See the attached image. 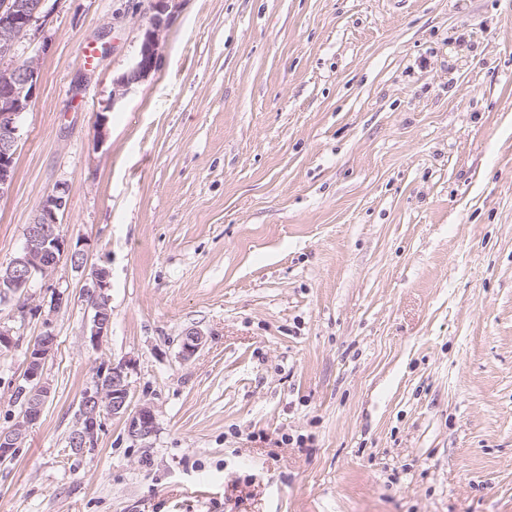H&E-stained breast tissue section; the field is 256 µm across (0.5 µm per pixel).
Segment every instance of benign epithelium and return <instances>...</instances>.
<instances>
[{"instance_id": "benign-epithelium-1", "label": "benign epithelium", "mask_w": 512, "mask_h": 512, "mask_svg": "<svg viewBox=\"0 0 512 512\" xmlns=\"http://www.w3.org/2000/svg\"><path fill=\"white\" fill-rule=\"evenodd\" d=\"M46 0H0V62L15 57L19 41L43 14ZM178 0H154L152 15L145 27L140 50L134 64L112 82V99L123 96L129 87L146 78L157 66L161 35L168 25L170 12L177 8ZM0 78V198L8 194L14 179V159L20 140L19 118L29 110L34 99L38 77V63L34 58L16 62L3 70ZM70 197L66 184L56 186L46 195L24 230L22 249L5 266L0 265V303L7 304L16 296L28 294V287L46 266L66 260L74 267L86 263L84 250L72 247L61 230L59 216L64 214ZM109 272L95 268L91 272V286L87 297L92 308L89 341L96 347L107 335L112 323V310L108 295ZM56 345V336L47 331L36 338L25 354L24 378L21 396L25 397V422L0 431V461L13 455L23 440L28 425L38 421L50 387L44 381L46 361ZM126 360L101 367L91 387L80 401L77 423L69 438V446L79 453L95 446L103 428V412L125 420L130 437L145 440L156 430V418L151 406L141 404L131 409Z\"/></svg>"}]
</instances>
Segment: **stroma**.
Returning <instances> with one entry per match:
<instances>
[{
  "label": "stroma",
  "instance_id": "35a3bbf8",
  "mask_svg": "<svg viewBox=\"0 0 512 512\" xmlns=\"http://www.w3.org/2000/svg\"><path fill=\"white\" fill-rule=\"evenodd\" d=\"M150 3L48 0L17 45L39 78L0 265L61 183L88 260L0 306V430L56 337L0 512H512V0H181L113 99ZM119 360L156 432L109 417L74 452ZM109 288V272L105 268L93 269L91 286L88 287L86 295L93 312L89 325V341L95 347L107 335L112 323V310L107 293ZM56 345V337L50 331L36 338L28 347L25 354L24 378L26 385L21 387L20 393L16 394V401L19 402L25 422L8 429L0 431V461L9 460L15 448L23 440L26 429L29 425L38 421L42 415L46 401L50 396V387L44 381L43 370L46 361ZM29 423V424H28Z\"/></svg>",
  "mask_w": 512,
  "mask_h": 512
}]
</instances>
